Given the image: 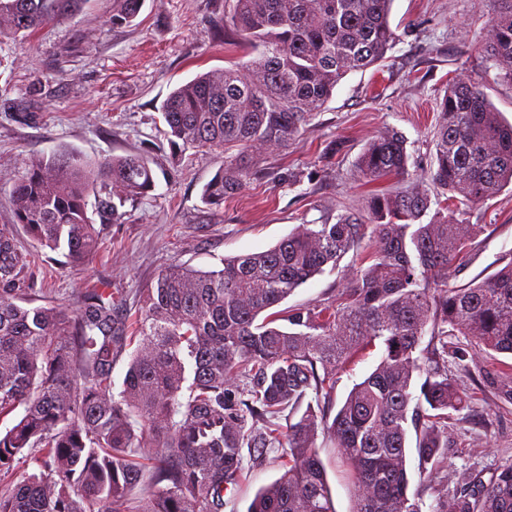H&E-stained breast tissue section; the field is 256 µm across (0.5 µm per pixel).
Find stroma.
Returning <instances> with one entry per match:
<instances>
[{"label":"stroma","instance_id":"35a3bbf8","mask_svg":"<svg viewBox=\"0 0 512 512\" xmlns=\"http://www.w3.org/2000/svg\"><path fill=\"white\" fill-rule=\"evenodd\" d=\"M117 0H84L26 38L0 37V225L15 221L13 187L30 159L71 152L84 159L147 155L155 187L126 203L119 222L96 218L98 249L78 263L41 248L17 230L20 251L34 256L30 288L40 300L75 307L88 288L111 289L120 319L139 308L158 275L175 265L213 270L224 257L266 250L302 224L335 223L358 212L376 190L411 188L434 153L436 103L450 79L480 83L505 121L512 122V84L496 79L475 42L487 28V0H393L396 42L379 66L350 73L302 137L282 150L254 147L264 174L220 206L203 203L205 185L224 163L217 152L171 156L160 107L170 91L197 73L222 69L245 53L224 29V0H144L132 22L116 23ZM407 139L410 178L367 183L354 165L368 140L387 130ZM485 230L453 279L463 285L493 273L512 255V192L502 191L469 214ZM353 250L338 270L296 289L288 306L333 303L361 267ZM448 357V373L466 405L448 422V448L436 479L412 489L426 506L463 492L472 476L489 479L512 464V386L505 355L489 356L465 338ZM381 352L356 353L337 371L332 393L315 394L335 414L354 384L379 363ZM336 512H351L354 491L325 438L317 440ZM280 449L246 458L241 483L226 494L224 512H246L257 490L278 477Z\"/></svg>","mask_w":512,"mask_h":512}]
</instances>
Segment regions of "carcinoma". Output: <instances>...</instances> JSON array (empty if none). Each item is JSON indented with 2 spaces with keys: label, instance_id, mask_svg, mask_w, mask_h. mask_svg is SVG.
Masks as SVG:
<instances>
[{
  "label": "carcinoma",
  "instance_id": "cac0c4a2",
  "mask_svg": "<svg viewBox=\"0 0 512 512\" xmlns=\"http://www.w3.org/2000/svg\"><path fill=\"white\" fill-rule=\"evenodd\" d=\"M78 2L0 0V36L30 35ZM118 2L116 22L131 21L142 5ZM391 2L224 0V29L256 58L197 75L161 106L173 156L224 154L205 204H220L262 172L255 145L288 147L348 74L383 61L394 40ZM488 3L477 49L512 84V0ZM439 108L425 186L369 195L363 224L345 213L267 250L222 258L217 270L169 268L130 331L101 288L73 311L36 304L26 287L31 260L1 227L0 418L12 424L0 434V512H224L245 455L269 447L287 449L281 474L247 512H335L320 435L346 466L353 512H422L410 492V432L419 477L429 480L448 447V419L466 403L445 370L455 350L448 339L512 355V260L479 282L450 283L453 264L484 229L457 209V197L472 208L512 186V124L465 78L449 84ZM408 161L405 137L391 130L371 139L355 171L369 181L407 177ZM154 186L143 154L32 159L14 187L16 224L41 248L78 262L100 236L89 197L115 222ZM364 227L372 251L339 304L281 308L358 247ZM376 343L379 364L334 417L304 404L309 392L333 389L336 369ZM125 353L116 394L112 373ZM237 374L246 388L236 396L226 382ZM303 405L297 421L275 422ZM468 484L431 512H512V465Z\"/></svg>",
  "mask_w": 512,
  "mask_h": 512
}]
</instances>
